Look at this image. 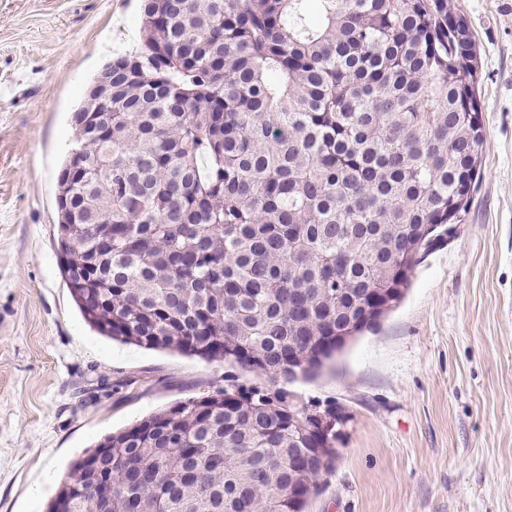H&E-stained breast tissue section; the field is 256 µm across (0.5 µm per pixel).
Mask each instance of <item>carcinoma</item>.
Segmentation results:
<instances>
[{
    "mask_svg": "<svg viewBox=\"0 0 512 512\" xmlns=\"http://www.w3.org/2000/svg\"><path fill=\"white\" fill-rule=\"evenodd\" d=\"M448 0H145L112 100L73 114L58 175L61 271L113 340L265 381L190 397L73 462L46 512H303L336 442L292 390L336 337L401 301L462 223L483 113ZM111 452L102 495L82 482ZM317 468L288 470L307 449Z\"/></svg>",
    "mask_w": 512,
    "mask_h": 512,
    "instance_id": "cac0c4a2",
    "label": "carcinoma"
}]
</instances>
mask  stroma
I'll use <instances>...</instances> for the list:
<instances>
[{"label":"stroma","instance_id":"35a3bbf8","mask_svg":"<svg viewBox=\"0 0 512 512\" xmlns=\"http://www.w3.org/2000/svg\"><path fill=\"white\" fill-rule=\"evenodd\" d=\"M453 2L479 50L480 173L458 237L401 304L295 384L350 413L307 512H512V0ZM142 5L0 0V512H44L96 441L228 374L256 379L98 335L60 272L72 115L106 63L139 51Z\"/></svg>","mask_w":512,"mask_h":512}]
</instances>
